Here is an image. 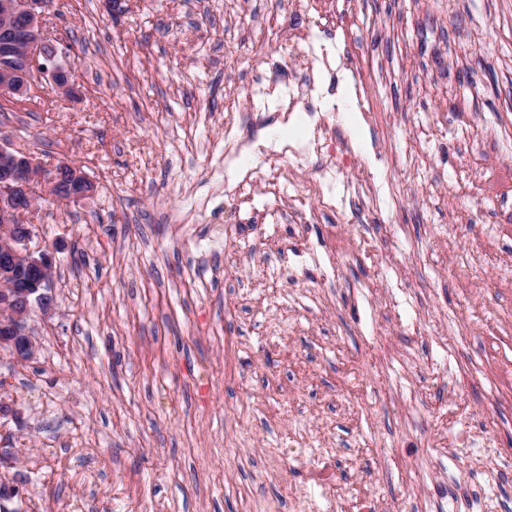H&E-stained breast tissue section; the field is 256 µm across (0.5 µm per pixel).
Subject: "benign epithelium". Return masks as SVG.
I'll return each instance as SVG.
<instances>
[{
  "instance_id": "benign-epithelium-1",
  "label": "benign epithelium",
  "mask_w": 512,
  "mask_h": 512,
  "mask_svg": "<svg viewBox=\"0 0 512 512\" xmlns=\"http://www.w3.org/2000/svg\"><path fill=\"white\" fill-rule=\"evenodd\" d=\"M54 0H0V96L23 102L40 85L72 90L68 67L60 62L67 47L48 18ZM96 192L80 166L60 160L46 168L31 151L0 142V349L19 361L34 355L28 319L55 306V256L38 240L39 201H82ZM16 451L0 445V498L20 495L10 470Z\"/></svg>"
}]
</instances>
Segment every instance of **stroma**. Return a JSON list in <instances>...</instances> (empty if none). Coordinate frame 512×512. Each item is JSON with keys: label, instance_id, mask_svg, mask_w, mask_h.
I'll return each instance as SVG.
<instances>
[{"label": "stroma", "instance_id": "stroma-1", "mask_svg": "<svg viewBox=\"0 0 512 512\" xmlns=\"http://www.w3.org/2000/svg\"><path fill=\"white\" fill-rule=\"evenodd\" d=\"M124 4L56 6L77 98L0 105V137L98 186L43 205L56 307L30 363L0 350L8 512H300V443L332 457L334 512H512V0ZM312 17L291 53L383 190L303 222L240 196L224 117L303 136L305 105L288 127L245 88ZM301 235L331 281L285 261ZM16 451L10 447V444L1 442L0 448V494L1 501L10 500L20 495V488L17 482H14L13 476H10V470L15 468Z\"/></svg>", "mask_w": 512, "mask_h": 512}]
</instances>
